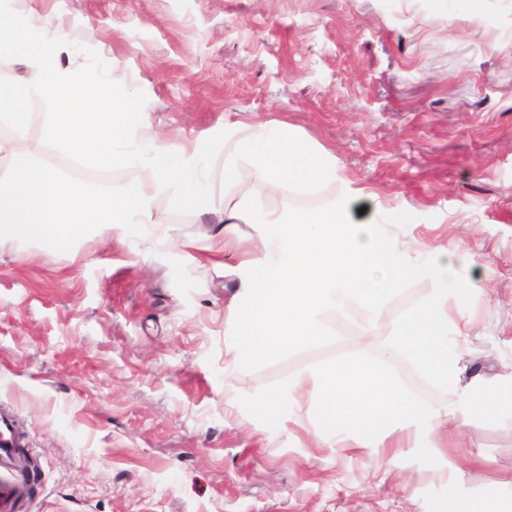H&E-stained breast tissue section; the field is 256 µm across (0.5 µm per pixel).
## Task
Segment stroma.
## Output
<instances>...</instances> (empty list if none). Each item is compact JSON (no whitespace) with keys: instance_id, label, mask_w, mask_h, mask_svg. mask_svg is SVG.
I'll use <instances>...</instances> for the list:
<instances>
[{"instance_id":"obj_1","label":"stroma","mask_w":512,"mask_h":512,"mask_svg":"<svg viewBox=\"0 0 512 512\" xmlns=\"http://www.w3.org/2000/svg\"><path fill=\"white\" fill-rule=\"evenodd\" d=\"M61 19L65 58L121 70L170 155L228 123L285 124L332 150L355 188L388 202L383 230L468 249L484 291L464 379L512 378V0H28ZM481 26L469 22L471 11ZM163 234L129 224L47 253L0 241V405L28 445L15 512H440L512 497V414L449 398L405 358L402 385L448 411L487 464L444 480L426 453L373 472L310 425L224 409V295L235 282L207 211L159 198ZM430 280L387 302L380 334ZM331 340L237 370L259 399L359 341Z\"/></svg>"}]
</instances>
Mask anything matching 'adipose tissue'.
Returning a JSON list of instances; mask_svg holds the SVG:
<instances>
[{
	"mask_svg": "<svg viewBox=\"0 0 512 512\" xmlns=\"http://www.w3.org/2000/svg\"><path fill=\"white\" fill-rule=\"evenodd\" d=\"M48 36L64 46L63 23L31 15L19 24L0 14V49L22 66L21 73L0 80V236L64 252L83 231L102 235L129 224L158 228L155 203L161 196L183 212L210 209L223 224L225 248L239 253L236 283L224 305L230 366L261 363L329 339L335 314L354 319L366 341L360 350L302 370L253 401L246 407L252 417L280 421L285 407L296 406L313 420L319 447L353 448L377 460L410 455L428 438L430 469L443 479L460 475L456 458L485 463L484 455L465 451L458 435L441 433V410L409 394L392 370L397 356H407L476 414L512 413V381L477 378L468 388L459 386L460 350L472 332L465 307L473 254L438 246L425 267L407 263L403 243L377 221L356 215L362 197L377 200L374 192L345 188L320 208L292 213L265 206L267 197L347 182L331 150L277 124L247 133L225 127L224 142L233 149L224 164V183L234 190L229 201L200 193L208 176L195 163V146L183 149L177 162L157 155L144 173L103 191L31 162L17 153L15 142L29 125L27 103L35 97L54 106L42 145L68 151L87 169L126 167L128 159L115 151V143L156 137L146 105H135L121 91L120 76L87 81L43 50ZM242 164L250 169V181L236 178ZM420 277L432 283L426 298L399 322L379 354H372L369 343L378 334L385 302Z\"/></svg>",
	"mask_w": 512,
	"mask_h": 512,
	"instance_id": "obj_1",
	"label": "adipose tissue"
}]
</instances>
